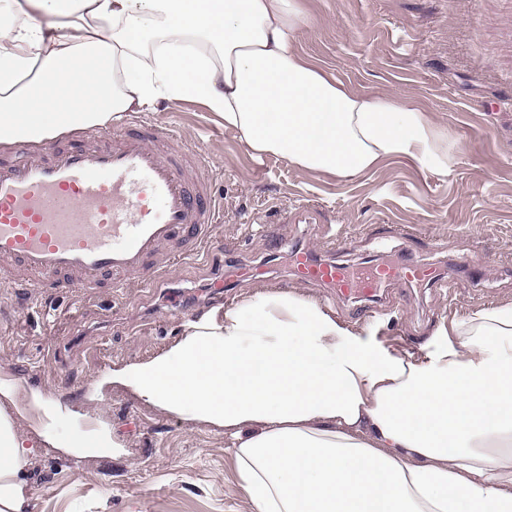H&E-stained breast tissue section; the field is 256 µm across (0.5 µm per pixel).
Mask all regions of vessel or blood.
Segmentation results:
<instances>
[{"instance_id":"obj_1","label":"vessel or blood","mask_w":512,"mask_h":512,"mask_svg":"<svg viewBox=\"0 0 512 512\" xmlns=\"http://www.w3.org/2000/svg\"><path fill=\"white\" fill-rule=\"evenodd\" d=\"M208 154L175 131L128 118L96 142L57 139L52 151L0 155V261L35 293L88 297L120 290L136 275L170 278L207 249L221 222ZM291 272L340 300L385 299L396 285H445L441 269L410 259L347 265L299 247Z\"/></svg>"}]
</instances>
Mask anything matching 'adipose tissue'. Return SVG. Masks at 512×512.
<instances>
[{"mask_svg": "<svg viewBox=\"0 0 512 512\" xmlns=\"http://www.w3.org/2000/svg\"><path fill=\"white\" fill-rule=\"evenodd\" d=\"M304 23L301 0H0V145L198 100L258 157L341 177L405 158L448 176L462 143L315 66L294 47ZM117 390L231 438L249 512H512V303L438 325L417 356L258 289L97 374L82 402L0 370V512H26L46 449L119 454L88 408Z\"/></svg>", "mask_w": 512, "mask_h": 512, "instance_id": "1", "label": "adipose tissue"}]
</instances>
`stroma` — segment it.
<instances>
[{
	"instance_id": "1",
	"label": "stroma",
	"mask_w": 512,
	"mask_h": 512,
	"mask_svg": "<svg viewBox=\"0 0 512 512\" xmlns=\"http://www.w3.org/2000/svg\"><path fill=\"white\" fill-rule=\"evenodd\" d=\"M303 4L296 49L352 92L399 95L431 112L449 140L465 144L449 175L404 158L356 178L257 158L203 103L157 100L144 114L210 152L213 190L224 198L217 242L152 288H104L84 301L56 292L36 299L20 281L0 288L11 322L0 334V367L51 395L80 397L97 372L171 344L183 323L212 309V283L236 265L261 270L237 286L242 297L286 278L292 247L330 236L348 262L403 251L454 272L451 297L429 287L396 291L371 315L355 300L333 306L339 322L367 326L385 346L419 352L439 324L512 302V0ZM461 253L477 258L474 271L456 269ZM97 409L124 441L121 455H38L27 512H248L223 433L160 415L127 392Z\"/></svg>"
}]
</instances>
